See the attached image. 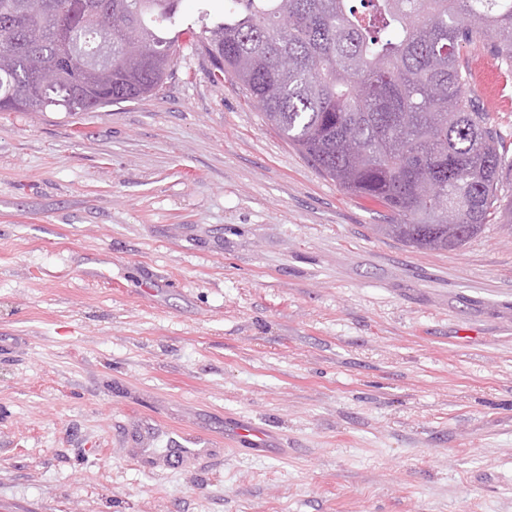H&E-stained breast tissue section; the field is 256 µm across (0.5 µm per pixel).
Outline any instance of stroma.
I'll list each match as a JSON object with an SVG mask.
<instances>
[{
  "instance_id": "1",
  "label": "stroma",
  "mask_w": 512,
  "mask_h": 512,
  "mask_svg": "<svg viewBox=\"0 0 512 512\" xmlns=\"http://www.w3.org/2000/svg\"><path fill=\"white\" fill-rule=\"evenodd\" d=\"M460 57L512 137V69ZM212 68L0 113V512H512V231L382 234ZM226 437L246 448H268L275 439L270 430L251 423H232L224 429ZM169 434L170 447L176 450L178 456L207 458L211 455L210 446L212 443L206 439L191 437L177 427L171 428Z\"/></svg>"
}]
</instances>
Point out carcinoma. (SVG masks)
<instances>
[{
	"label": "carcinoma",
	"mask_w": 512,
	"mask_h": 512,
	"mask_svg": "<svg viewBox=\"0 0 512 512\" xmlns=\"http://www.w3.org/2000/svg\"><path fill=\"white\" fill-rule=\"evenodd\" d=\"M178 3L0 0V112L73 115L157 91L182 48L164 32ZM105 9L119 24L104 42ZM200 23L185 35L213 57V81L232 73L325 177L387 208L389 235L446 251L512 227V145L459 55L480 45L512 68V0H224ZM50 68L60 79L40 84Z\"/></svg>",
	"instance_id": "carcinoma-1"
}]
</instances>
